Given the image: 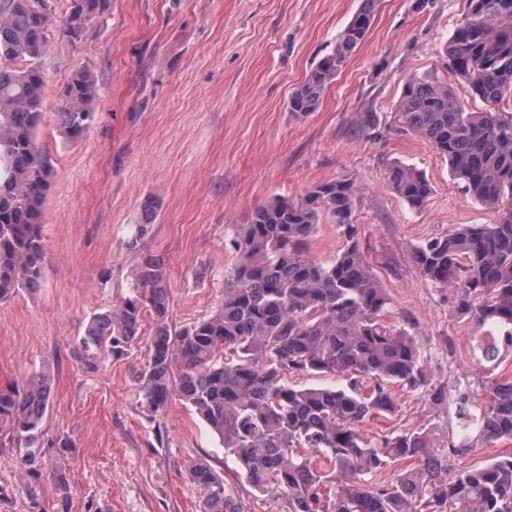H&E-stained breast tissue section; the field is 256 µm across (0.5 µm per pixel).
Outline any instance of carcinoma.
I'll return each mask as SVG.
<instances>
[{
    "label": "carcinoma",
    "instance_id": "carcinoma-1",
    "mask_svg": "<svg viewBox=\"0 0 512 512\" xmlns=\"http://www.w3.org/2000/svg\"><path fill=\"white\" fill-rule=\"evenodd\" d=\"M378 0H362L330 53L295 88L290 112L308 117L363 42ZM110 0H71L63 33L76 42ZM52 14L31 0H0V300L40 287L46 260L43 210L54 183L50 152L38 140L44 116L45 73ZM512 0H467V18L445 48L444 68L458 86L409 81L398 121L448 158L465 190L497 214L492 224H457L417 245L412 257L436 287L454 293L456 313L485 332L474 356L494 366L512 352ZM95 84L75 74L58 92L56 116L71 138L93 123ZM482 100L467 112L461 98ZM386 180L410 208L419 209L432 187L425 175L400 162ZM355 180L342 177L314 186L299 200L278 197L251 211L224 248L234 261L224 305L214 315L182 327L168 323L166 268L143 259L130 295L91 317L82 347L119 359L131 353L142 320L155 332L136 379L153 413L172 398L190 406L234 457L240 475L259 494L284 496L288 512H512V453L448 475V453L423 431L364 436L373 417L395 416L391 387L421 391L434 403L445 390L431 385L415 337L384 321L389 295L373 274L351 222ZM328 218L346 245L320 263L309 244ZM337 375L339 386L297 388L286 376ZM483 411L471 412L472 390L457 387L459 418L483 444L512 440V381L491 382ZM53 406L49 378L36 375L0 388V422L8 424L25 461L44 437ZM399 461L405 466L385 485L372 484ZM200 490V512H243L224 477L206 462L189 469Z\"/></svg>",
    "mask_w": 512,
    "mask_h": 512
}]
</instances>
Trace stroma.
<instances>
[{
	"instance_id": "35a3bbf8",
	"label": "stroma",
	"mask_w": 512,
	"mask_h": 512,
	"mask_svg": "<svg viewBox=\"0 0 512 512\" xmlns=\"http://www.w3.org/2000/svg\"><path fill=\"white\" fill-rule=\"evenodd\" d=\"M361 0H111L80 42L62 32L67 0L50 21L39 141L56 178L43 215L47 263L40 288L0 301V388L39 372L52 378L39 480L24 478L21 452L0 446V512H200L189 479L203 460L228 481L244 512H288L237 477L206 423L180 400L151 415L135 372L154 331L122 360L87 367L81 338L90 317L127 295L144 257L163 259L169 322L183 326L224 303L232 261L224 241L269 199H300L340 177L358 187L352 221L359 245L387 289L388 320L416 339L433 385L466 382L483 407L484 384L512 380V354L496 369L473 356L474 321L452 310L453 294L426 281L414 248L456 224H490L494 213L464 190L448 160L401 128L397 106L415 77L452 82L444 46L466 0H380L373 24L316 112L288 103L310 68L334 47ZM79 70L96 79V120L71 140L54 112L58 89ZM424 172L432 194L411 209L385 167ZM147 232L136 236L138 225ZM397 415L371 420L365 435L428 432L435 446L463 443L452 401L435 405L394 388Z\"/></svg>"
}]
</instances>
